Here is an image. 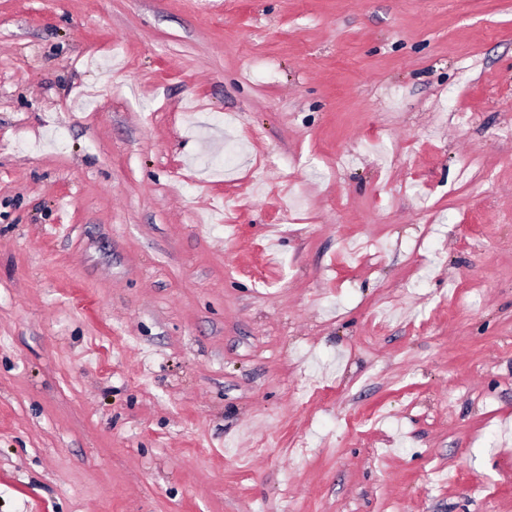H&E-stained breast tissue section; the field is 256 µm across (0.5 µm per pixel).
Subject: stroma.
I'll list each match as a JSON object with an SVG mask.
<instances>
[{"instance_id": "stroma-1", "label": "stroma", "mask_w": 512, "mask_h": 512, "mask_svg": "<svg viewBox=\"0 0 512 512\" xmlns=\"http://www.w3.org/2000/svg\"><path fill=\"white\" fill-rule=\"evenodd\" d=\"M512 0H0V512H512Z\"/></svg>"}]
</instances>
